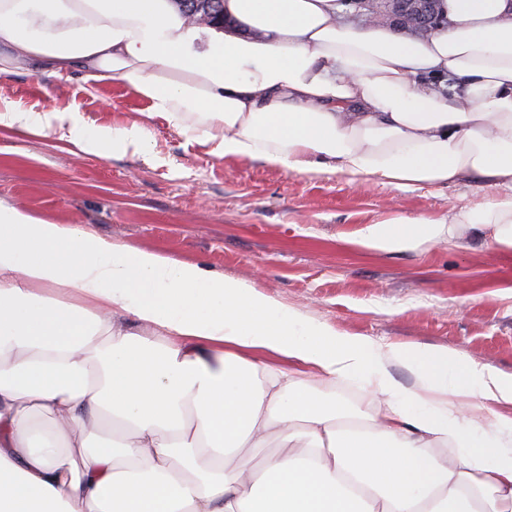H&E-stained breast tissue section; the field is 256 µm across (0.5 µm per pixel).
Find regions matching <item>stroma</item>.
<instances>
[{"label": "stroma", "mask_w": 512, "mask_h": 512, "mask_svg": "<svg viewBox=\"0 0 512 512\" xmlns=\"http://www.w3.org/2000/svg\"><path fill=\"white\" fill-rule=\"evenodd\" d=\"M71 108L92 128L144 120L121 80L20 70L0 79V108ZM147 121V120H144ZM138 154L77 153L62 132L0 126V202L57 224L156 251L253 284L344 336L443 347L512 375V254L461 225L453 244L386 253L356 244L369 224L443 220L491 190L463 180L362 188L340 173L283 171L218 157L163 118ZM322 402L366 409L362 385L309 378Z\"/></svg>", "instance_id": "1"}]
</instances>
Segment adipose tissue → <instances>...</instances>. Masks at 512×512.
I'll list each match as a JSON object with an SVG mask.
<instances>
[{"label": "adipose tissue", "instance_id": "ef3b65f1", "mask_svg": "<svg viewBox=\"0 0 512 512\" xmlns=\"http://www.w3.org/2000/svg\"><path fill=\"white\" fill-rule=\"evenodd\" d=\"M437 9L446 25L418 39L338 0H224L221 29L172 0H0V78L122 80L219 157L365 186L485 182L449 221L359 242L435 247L467 224L512 252V0ZM0 125H64L97 156L148 137L67 108H0ZM311 372L362 382L375 411L328 410ZM501 403L512 377L459 352L343 336L248 282L0 203V512H512Z\"/></svg>", "mask_w": 512, "mask_h": 512}]
</instances>
